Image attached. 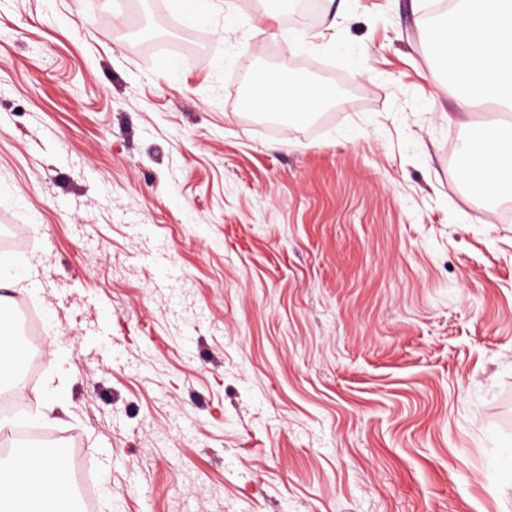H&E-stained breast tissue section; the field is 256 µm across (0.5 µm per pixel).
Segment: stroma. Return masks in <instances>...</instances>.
<instances>
[{
    "instance_id": "35a3bbf8",
    "label": "stroma",
    "mask_w": 512,
    "mask_h": 512,
    "mask_svg": "<svg viewBox=\"0 0 512 512\" xmlns=\"http://www.w3.org/2000/svg\"><path fill=\"white\" fill-rule=\"evenodd\" d=\"M155 2L151 53L128 0H0L6 296L67 350L6 427L94 512H512V201L455 173L435 0ZM248 66L334 93L274 131Z\"/></svg>"
}]
</instances>
